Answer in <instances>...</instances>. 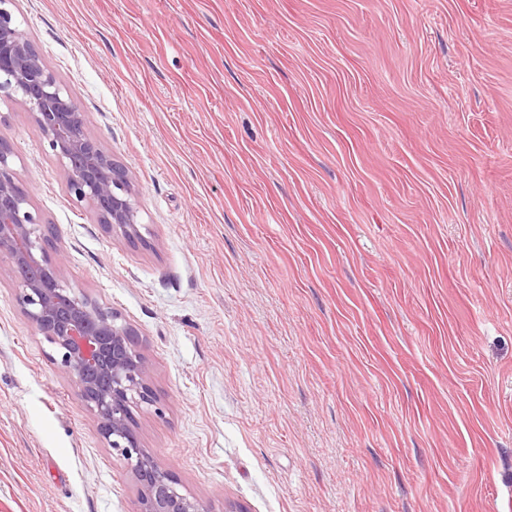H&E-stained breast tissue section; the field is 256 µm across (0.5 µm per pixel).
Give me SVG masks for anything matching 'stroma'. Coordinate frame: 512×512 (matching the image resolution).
Returning a JSON list of instances; mask_svg holds the SVG:
<instances>
[{
	"instance_id": "obj_1",
	"label": "stroma",
	"mask_w": 512,
	"mask_h": 512,
	"mask_svg": "<svg viewBox=\"0 0 512 512\" xmlns=\"http://www.w3.org/2000/svg\"><path fill=\"white\" fill-rule=\"evenodd\" d=\"M135 178L144 243L0 140L72 287L139 333L142 448L208 512L512 500V0H6ZM0 260V512L138 486Z\"/></svg>"
}]
</instances>
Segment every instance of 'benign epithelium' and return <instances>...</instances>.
Listing matches in <instances>:
<instances>
[{
  "instance_id": "benign-epithelium-1",
  "label": "benign epithelium",
  "mask_w": 512,
  "mask_h": 512,
  "mask_svg": "<svg viewBox=\"0 0 512 512\" xmlns=\"http://www.w3.org/2000/svg\"><path fill=\"white\" fill-rule=\"evenodd\" d=\"M21 99L67 174L77 203L90 204L110 233L145 242L133 177L83 130L72 98L39 52L0 10V98ZM54 229L28 209L13 148L0 141V257L8 259L25 315L53 344L60 366L120 452L139 487L138 512H207L141 448L133 408L153 402L137 333L111 309L76 293L61 275Z\"/></svg>"
}]
</instances>
